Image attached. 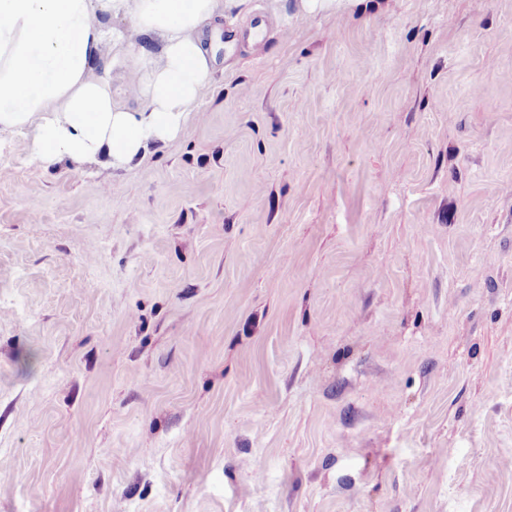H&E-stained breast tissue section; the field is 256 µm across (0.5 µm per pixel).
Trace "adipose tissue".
I'll use <instances>...</instances> for the list:
<instances>
[{"instance_id": "ef3b65f1", "label": "adipose tissue", "mask_w": 512, "mask_h": 512, "mask_svg": "<svg viewBox=\"0 0 512 512\" xmlns=\"http://www.w3.org/2000/svg\"><path fill=\"white\" fill-rule=\"evenodd\" d=\"M223 17L224 0H0V133L28 131L45 162L131 164L196 112ZM117 63L138 110L103 77Z\"/></svg>"}]
</instances>
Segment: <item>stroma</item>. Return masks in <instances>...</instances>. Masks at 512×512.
<instances>
[{
    "mask_svg": "<svg viewBox=\"0 0 512 512\" xmlns=\"http://www.w3.org/2000/svg\"><path fill=\"white\" fill-rule=\"evenodd\" d=\"M128 166L0 140V512H512V0H229Z\"/></svg>",
    "mask_w": 512,
    "mask_h": 512,
    "instance_id": "35a3bbf8",
    "label": "stroma"
}]
</instances>
